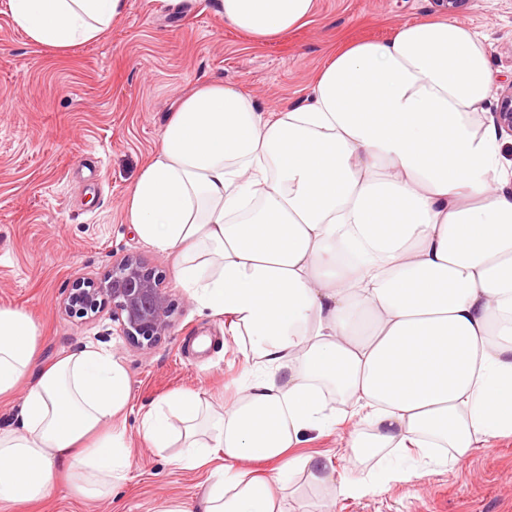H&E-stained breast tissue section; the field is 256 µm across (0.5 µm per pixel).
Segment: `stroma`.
<instances>
[{
  "label": "stroma",
  "instance_id": "obj_1",
  "mask_svg": "<svg viewBox=\"0 0 512 512\" xmlns=\"http://www.w3.org/2000/svg\"><path fill=\"white\" fill-rule=\"evenodd\" d=\"M432 0H316L307 22L258 43L225 25L220 0H125L97 39L67 49L34 43L0 0V306L25 311L49 364L92 345L120 357L131 406L118 423L135 466L110 498L87 500L61 481L11 512H158L199 505L210 466L181 470L140 437L143 414L166 394L202 390L215 408L240 384L244 339L201 309L176 279L177 253L147 245L128 224L130 188L156 151L177 102L207 83L240 88L262 108L305 104L316 72L341 46L389 39L403 23L437 18ZM461 24L490 44L498 88L512 83V0H470ZM132 254L163 277L175 326L150 350L130 346L111 307L66 313L76 282L101 278ZM337 432L295 448L348 466ZM334 512H512V438L490 440L454 467L427 466L384 493L338 498Z\"/></svg>",
  "mask_w": 512,
  "mask_h": 512
}]
</instances>
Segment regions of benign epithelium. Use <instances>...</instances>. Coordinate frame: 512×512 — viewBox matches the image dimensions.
<instances>
[{"mask_svg":"<svg viewBox=\"0 0 512 512\" xmlns=\"http://www.w3.org/2000/svg\"><path fill=\"white\" fill-rule=\"evenodd\" d=\"M436 9L450 16L462 12L469 0H433ZM500 133L512 137V84L499 98L492 113ZM112 306L122 335L140 350H149L173 329L174 309L168 291L155 270L134 255L112 262L111 269L98 280L76 283L63 300L64 310L81 316Z\"/></svg>","mask_w":512,"mask_h":512,"instance_id":"benign-epithelium-1","label":"benign epithelium"}]
</instances>
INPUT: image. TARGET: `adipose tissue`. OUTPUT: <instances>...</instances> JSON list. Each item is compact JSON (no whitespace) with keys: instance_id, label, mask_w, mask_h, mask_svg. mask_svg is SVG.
I'll list each match as a JSON object with an SVG mask.
<instances>
[{"instance_id":"adipose-tissue-1","label":"adipose tissue","mask_w":512,"mask_h":512,"mask_svg":"<svg viewBox=\"0 0 512 512\" xmlns=\"http://www.w3.org/2000/svg\"><path fill=\"white\" fill-rule=\"evenodd\" d=\"M124 0H12L35 43L65 49L107 30ZM256 41L301 25L315 0H221ZM493 75L484 36L456 19L410 22L347 45L306 105L261 110L237 87L184 96L130 190L127 221L185 260L179 282L247 337L235 399L174 392L145 413L143 439L179 443L172 465L213 463L204 512H287V477L336 496L384 492L430 460L456 465L512 437V162L476 114ZM25 393L0 429V505L44 500L67 473L85 499L111 495L132 466L117 416L130 405L120 359L86 347L42 364L38 329L0 307V397ZM356 419L350 479L294 456ZM278 462L253 475L246 463Z\"/></svg>"}]
</instances>
